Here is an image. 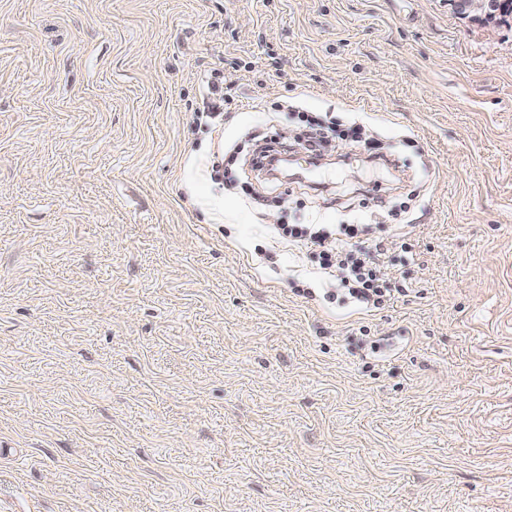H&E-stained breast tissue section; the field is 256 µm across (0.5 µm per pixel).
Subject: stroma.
I'll list each match as a JSON object with an SVG mask.
<instances>
[{
    "instance_id": "stroma-1",
    "label": "stroma",
    "mask_w": 512,
    "mask_h": 512,
    "mask_svg": "<svg viewBox=\"0 0 512 512\" xmlns=\"http://www.w3.org/2000/svg\"><path fill=\"white\" fill-rule=\"evenodd\" d=\"M307 115L372 144L267 181ZM275 222L364 225L390 299ZM0 512H512V17L0 0ZM224 112V89L211 81L209 83V91L202 101V109L199 108V113L211 119H218L223 116Z\"/></svg>"
}]
</instances>
